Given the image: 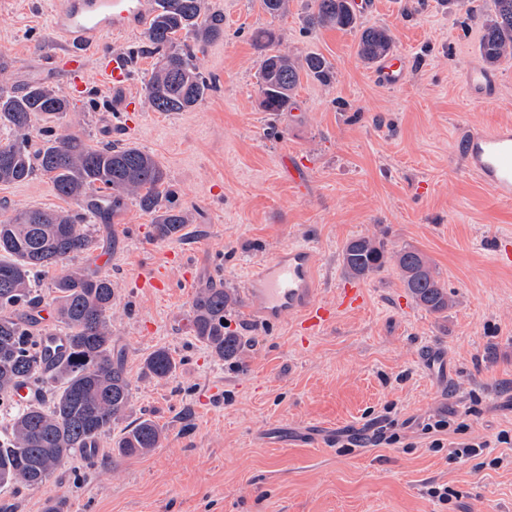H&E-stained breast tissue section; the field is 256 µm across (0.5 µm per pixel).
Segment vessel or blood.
<instances>
[{
  "instance_id": "vessel-or-blood-1",
  "label": "vessel or blood",
  "mask_w": 512,
  "mask_h": 512,
  "mask_svg": "<svg viewBox=\"0 0 512 512\" xmlns=\"http://www.w3.org/2000/svg\"><path fill=\"white\" fill-rule=\"evenodd\" d=\"M151 0H57L53 27L71 47L65 66L73 87L84 83L87 69L84 52L97 51L96 70L101 83L113 90L124 89L129 65L124 56L104 49L105 38L141 25ZM407 60L394 54L375 69L373 78L383 86L404 82ZM469 97L476 102L493 99L498 92L495 75L482 66L472 67L463 78ZM465 167L475 173L496 199L512 200V123L490 130L471 132L463 147ZM314 257L304 247L291 248L263 264L243 284L252 316L265 322L279 320L285 312L301 315L300 327L314 333L330 323L334 309L315 300L312 278Z\"/></svg>"
}]
</instances>
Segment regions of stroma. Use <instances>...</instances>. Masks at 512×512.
<instances>
[{
    "label": "stroma",
    "instance_id": "stroma-1",
    "mask_svg": "<svg viewBox=\"0 0 512 512\" xmlns=\"http://www.w3.org/2000/svg\"><path fill=\"white\" fill-rule=\"evenodd\" d=\"M224 16L223 38L201 45L196 66L216 88L187 112H156L144 81L155 63L146 31L107 38L135 54L121 108L88 70V94L70 90L46 56L62 52L54 0H0V86L47 84L73 103L59 125L90 142L121 140L152 152L189 224L177 240L152 236L154 217L134 200L88 229L96 245L74 259L108 277L112 346L122 352L131 397L126 415L97 441L107 453L141 417L164 431L160 448L117 467L86 472L73 453L35 488L0 486V512H512V447L470 458L430 446L424 427L467 417L466 439L512 434V263L493 243L512 240V202L493 198L464 168L469 130L512 121V60L493 69L495 99L470 100L461 77L480 63L491 5L448 8L442 0H367L360 27L389 31L408 60L405 81L385 87L356 55L358 29L307 32V0L274 17L262 0H208ZM274 30V48L303 60L323 55L330 84L301 79L294 105L263 112L259 52L251 33ZM302 163L293 180L287 161ZM47 176L0 184V216L63 206ZM413 246L448 289L434 314L406 293L395 266L361 280L366 299L302 341L297 313L259 323L239 304L228 328L246 340L237 362L195 341L191 303L199 289H241L261 263L292 247L314 254L315 297L335 303L349 283L341 254L351 239ZM163 271L154 294L141 278ZM180 366L157 380L143 370L154 350ZM390 415L398 443L350 445ZM448 489L447 501L429 495Z\"/></svg>",
    "mask_w": 512,
    "mask_h": 512
}]
</instances>
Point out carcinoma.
<instances>
[{"instance_id":"1","label":"carcinoma","mask_w":512,"mask_h":512,"mask_svg":"<svg viewBox=\"0 0 512 512\" xmlns=\"http://www.w3.org/2000/svg\"><path fill=\"white\" fill-rule=\"evenodd\" d=\"M479 52L495 66L512 58V0H491ZM360 13L354 0H311L306 28L353 29ZM184 40L177 41L178 34ZM224 36V16L208 10L206 0H156L147 29L146 52L156 63L145 81V101L155 112H183L203 101L213 84L196 67L197 46ZM259 51L261 107L276 116L293 105L301 76L323 84L332 82L331 64L319 54H308L301 64L272 47L276 34L269 29L253 33ZM393 47L383 28L362 30L358 57L372 64ZM71 109L67 97L54 87L30 85L20 92L0 87V127L11 136L0 140V183H22L39 171L59 196L77 203L95 196L106 203L83 213L62 209L26 208L0 221V403L11 409L0 435V486L37 487L47 481L75 451L85 453L87 468L115 465L160 447L163 429L150 418L139 420L117 442L108 456L98 455V437L124 415L130 400L129 381L122 356L112 350L109 311L115 298L112 281L81 268H67L53 281L55 315L65 336L64 352L49 364L40 359L43 332L34 328L24 308L33 311L42 302L34 288L37 275L90 250L93 237L87 218L119 207L128 195L154 215L153 233L160 241L182 236L188 216L173 201L168 177L155 155L132 143L92 145L74 133L50 130L36 150L27 132L33 118L63 117ZM394 263L406 293L431 313L448 311V290L436 267L421 252L404 247L387 251L384 242L369 236L349 241L342 252L345 272L366 279ZM238 305L232 288L206 287L191 304L194 337L220 361L239 358L242 338L224 331V315ZM176 359L160 348L144 361L154 378L168 379ZM51 384L56 391L47 407L12 400L21 385Z\"/></svg>"}]
</instances>
